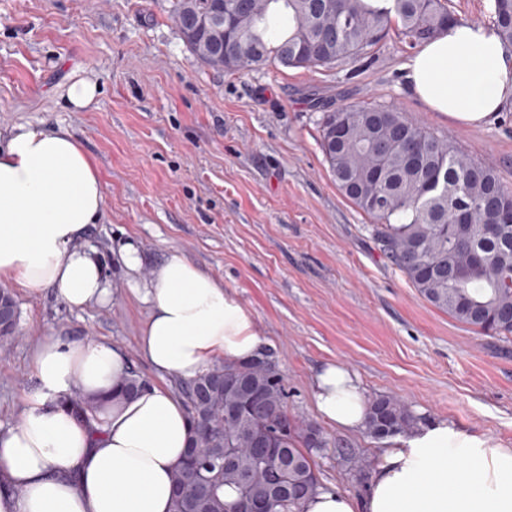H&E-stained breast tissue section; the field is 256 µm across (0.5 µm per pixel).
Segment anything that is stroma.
Here are the masks:
<instances>
[{"label":"stroma","mask_w":512,"mask_h":512,"mask_svg":"<svg viewBox=\"0 0 512 512\" xmlns=\"http://www.w3.org/2000/svg\"><path fill=\"white\" fill-rule=\"evenodd\" d=\"M172 9L173 0H0V126L66 127L95 161L105 209L86 243L119 290L73 309L51 290L12 286L19 320L0 340V428L35 389L32 354L49 334L113 343L143 381L180 393V380L141 356L149 310L128 289L176 249L252 312L289 416L328 440L313 454L323 486L364 494L371 477L346 457L371 467L384 445L319 416L314 377L329 361L358 375L366 399H399L417 422L445 420L512 448V337L435 308L385 257L372 218L328 170L313 107L396 106L512 188V98L481 126L429 111L407 89L414 49L393 33L367 57L329 68L216 69L193 59ZM87 77L96 102L70 107L67 86ZM126 241L141 257L134 275L119 253Z\"/></svg>","instance_id":"stroma-1"}]
</instances>
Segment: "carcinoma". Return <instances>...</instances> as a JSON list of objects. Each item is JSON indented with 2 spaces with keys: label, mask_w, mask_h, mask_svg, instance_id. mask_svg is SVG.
<instances>
[{
  "label": "carcinoma",
  "mask_w": 512,
  "mask_h": 512,
  "mask_svg": "<svg viewBox=\"0 0 512 512\" xmlns=\"http://www.w3.org/2000/svg\"><path fill=\"white\" fill-rule=\"evenodd\" d=\"M224 22V59L206 46L207 32L182 39L199 62L229 71L269 63L329 67L355 60L389 31L410 42L440 35L457 19L444 0H205ZM494 27L512 44V0H496ZM321 149L338 189L375 218L384 255L419 294L457 321L484 333L512 335V223L498 238L484 228L512 199L498 174L454 141L408 121L384 103L322 112ZM417 141L412 156L405 144ZM224 387L203 403L195 397L206 374L182 385L196 460L172 475L170 512H247L249 498L267 497L269 512H301L321 486L307 451L316 427L288 418L282 377L261 364L226 360L207 370ZM414 424L390 397L368 403L366 428L376 438ZM234 495L233 502L225 493Z\"/></svg>",
  "instance_id": "carcinoma-1"
}]
</instances>
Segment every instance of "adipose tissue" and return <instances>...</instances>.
I'll return each instance as SVG.
<instances>
[{"label":"adipose tissue","instance_id":"ef3b65f1","mask_svg":"<svg viewBox=\"0 0 512 512\" xmlns=\"http://www.w3.org/2000/svg\"><path fill=\"white\" fill-rule=\"evenodd\" d=\"M406 69L410 93L457 124L492 123L512 97V45L492 28L450 25ZM104 202L98 167L69 129H0V282L53 289L77 309L106 302L108 282L86 245ZM128 285L150 307L140 352L162 375L189 380L217 358L258 355L253 314L179 251ZM31 364L37 386L0 430V512H170L171 473L190 436L182 401L154 384L121 394L129 361L104 340L49 335ZM76 391L112 400L84 418L70 405ZM315 401L338 428H364L367 402L343 364L319 370ZM303 512H512V448L444 420L420 424L378 449L366 495L323 488Z\"/></svg>","mask_w":512,"mask_h":512}]
</instances>
